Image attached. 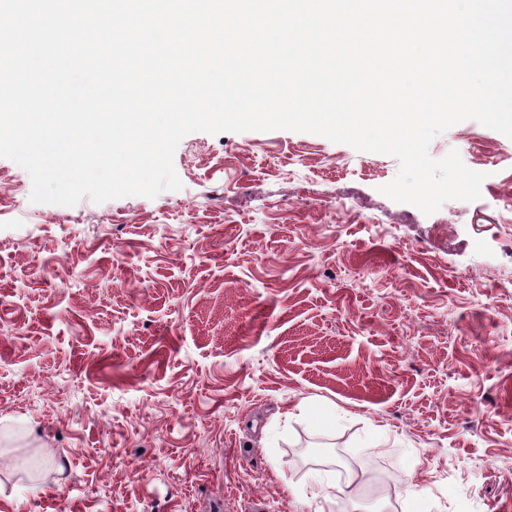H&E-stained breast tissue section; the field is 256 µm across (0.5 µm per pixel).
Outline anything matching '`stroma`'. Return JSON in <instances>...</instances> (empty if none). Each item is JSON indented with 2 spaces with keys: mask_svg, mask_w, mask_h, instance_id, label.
I'll return each mask as SVG.
<instances>
[{
  "mask_svg": "<svg viewBox=\"0 0 512 512\" xmlns=\"http://www.w3.org/2000/svg\"><path fill=\"white\" fill-rule=\"evenodd\" d=\"M452 150L481 196L430 215L290 130L191 133L179 190L101 204L0 158V512H512V139Z\"/></svg>",
  "mask_w": 512,
  "mask_h": 512,
  "instance_id": "obj_1",
  "label": "stroma"
}]
</instances>
